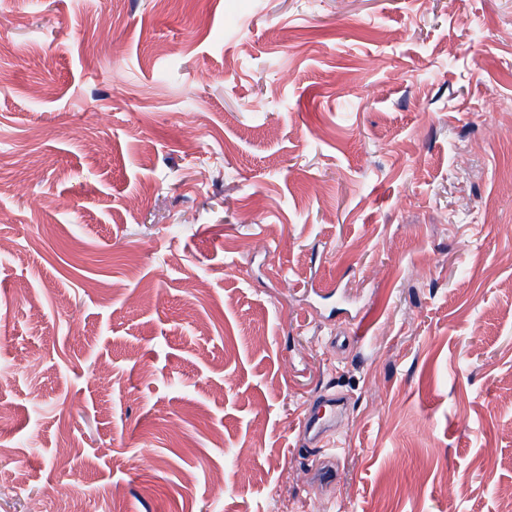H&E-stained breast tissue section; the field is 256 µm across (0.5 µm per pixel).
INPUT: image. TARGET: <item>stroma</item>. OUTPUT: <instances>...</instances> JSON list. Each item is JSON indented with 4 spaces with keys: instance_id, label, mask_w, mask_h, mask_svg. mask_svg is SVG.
Segmentation results:
<instances>
[{
    "instance_id": "stroma-1",
    "label": "stroma",
    "mask_w": 512,
    "mask_h": 512,
    "mask_svg": "<svg viewBox=\"0 0 512 512\" xmlns=\"http://www.w3.org/2000/svg\"><path fill=\"white\" fill-rule=\"evenodd\" d=\"M1 369L0 512H500L512 0H0ZM315 402L325 407L324 414L320 417L317 407L307 408L301 420L302 430L306 438L313 433L314 437L325 439L326 442L335 432L336 408L342 409L344 402L336 399V396L328 395H323L322 399Z\"/></svg>"
}]
</instances>
